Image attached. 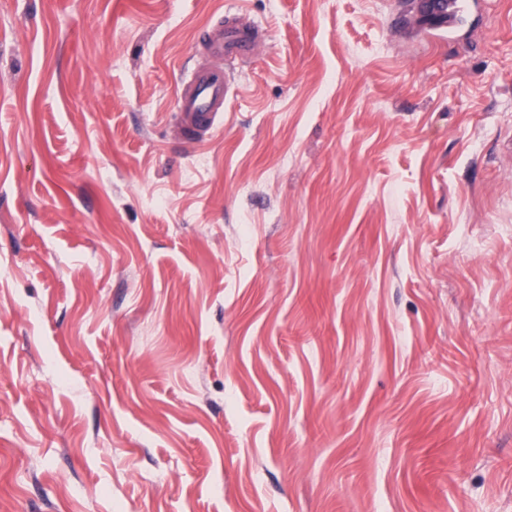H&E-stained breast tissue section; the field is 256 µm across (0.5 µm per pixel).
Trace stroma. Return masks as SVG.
Wrapping results in <instances>:
<instances>
[{
  "label": "stroma",
  "instance_id": "obj_1",
  "mask_svg": "<svg viewBox=\"0 0 512 512\" xmlns=\"http://www.w3.org/2000/svg\"><path fill=\"white\" fill-rule=\"evenodd\" d=\"M412 4L0 0V512H512V0ZM426 13L433 22L441 27H453L456 21L469 9V0H427ZM206 55L213 59L245 58L255 49V36L252 31L238 26L233 16L226 15L221 20L217 33L208 31L202 38ZM234 93L230 75L223 67L197 65L176 87L178 127L188 144L204 141L224 121V105Z\"/></svg>",
  "mask_w": 512,
  "mask_h": 512
}]
</instances>
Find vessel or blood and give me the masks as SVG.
<instances>
[{"mask_svg": "<svg viewBox=\"0 0 512 512\" xmlns=\"http://www.w3.org/2000/svg\"><path fill=\"white\" fill-rule=\"evenodd\" d=\"M470 7V0H428L427 14L436 24L453 27ZM211 62L188 71L177 84L178 127L183 142L197 144L224 121V105L234 93L230 75L218 60L245 58L255 49L252 31L238 26L233 16L220 22L216 34H204Z\"/></svg>", "mask_w": 512, "mask_h": 512, "instance_id": "obj_1", "label": "vessel or blood"}]
</instances>
